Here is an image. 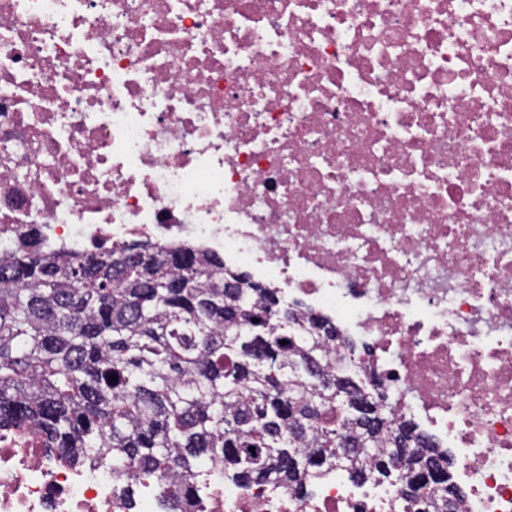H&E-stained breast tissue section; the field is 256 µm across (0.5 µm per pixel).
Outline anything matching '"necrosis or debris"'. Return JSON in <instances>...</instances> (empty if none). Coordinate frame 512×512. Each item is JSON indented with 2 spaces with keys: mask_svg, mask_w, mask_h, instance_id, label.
<instances>
[{
  "mask_svg": "<svg viewBox=\"0 0 512 512\" xmlns=\"http://www.w3.org/2000/svg\"><path fill=\"white\" fill-rule=\"evenodd\" d=\"M250 265L512 512V0H0V242ZM347 466L202 512H406ZM0 512H175L0 430Z\"/></svg>",
  "mask_w": 512,
  "mask_h": 512,
  "instance_id": "4bbe7bcc",
  "label": "necrosis or debris"
}]
</instances>
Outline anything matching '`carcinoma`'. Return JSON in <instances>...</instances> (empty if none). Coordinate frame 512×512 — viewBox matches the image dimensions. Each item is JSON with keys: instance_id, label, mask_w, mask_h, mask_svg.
<instances>
[{"instance_id": "cac0c4a2", "label": "carcinoma", "mask_w": 512, "mask_h": 512, "mask_svg": "<svg viewBox=\"0 0 512 512\" xmlns=\"http://www.w3.org/2000/svg\"><path fill=\"white\" fill-rule=\"evenodd\" d=\"M224 262L151 242L47 254L22 242L0 254V430H33L60 460L106 463L124 492L165 479L190 512L196 471L238 482L298 481L312 441L326 458L400 450L380 475L414 485L425 512L463 492L452 463L414 423L393 416L360 378L322 368L321 336L273 335L305 314ZM115 379H110V376ZM255 451H249V448Z\"/></svg>"}]
</instances>
